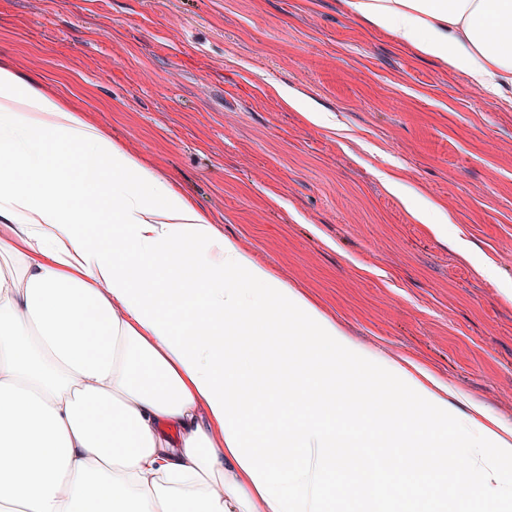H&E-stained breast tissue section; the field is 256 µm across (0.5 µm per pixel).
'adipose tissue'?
Returning a JSON list of instances; mask_svg holds the SVG:
<instances>
[{"label":"adipose tissue","instance_id":"adipose-tissue-1","mask_svg":"<svg viewBox=\"0 0 512 512\" xmlns=\"http://www.w3.org/2000/svg\"><path fill=\"white\" fill-rule=\"evenodd\" d=\"M345 5L450 72L495 92L512 86V0ZM83 224L114 231L83 234ZM0 260V512H326L328 472L369 470L318 372L339 350L432 411L389 435L438 478L403 482L404 498L429 512L446 494L440 384L351 348L179 184L1 60ZM274 308L320 342L303 351L308 377L292 400L256 385L259 350L224 345L231 317ZM258 409L277 425L259 446L248 425ZM459 439L461 474L490 495L512 442L477 420Z\"/></svg>","mask_w":512,"mask_h":512}]
</instances>
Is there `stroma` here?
I'll list each match as a JSON object with an SVG mask.
<instances>
[{
	"mask_svg": "<svg viewBox=\"0 0 512 512\" xmlns=\"http://www.w3.org/2000/svg\"><path fill=\"white\" fill-rule=\"evenodd\" d=\"M0 60L178 182L353 345L428 368L449 431L512 426V90L343 0H0ZM417 198L447 211L443 232ZM363 421L379 512H413L385 493L417 473L393 418Z\"/></svg>",
	"mask_w": 512,
	"mask_h": 512,
	"instance_id": "obj_1",
	"label": "stroma"
}]
</instances>
